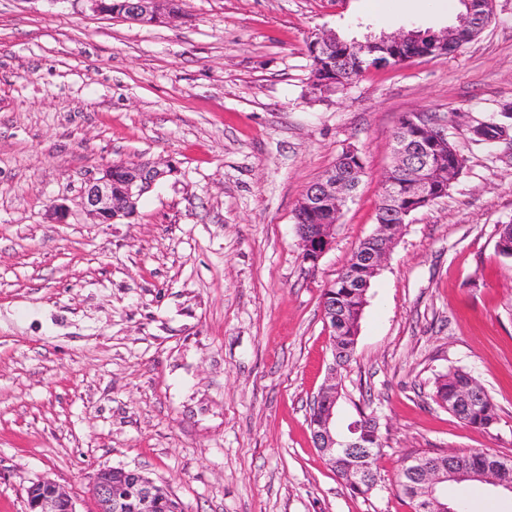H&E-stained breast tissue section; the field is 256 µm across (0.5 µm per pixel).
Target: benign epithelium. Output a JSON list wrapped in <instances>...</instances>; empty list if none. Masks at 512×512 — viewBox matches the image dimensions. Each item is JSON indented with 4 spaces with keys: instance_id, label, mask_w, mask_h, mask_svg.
Listing matches in <instances>:
<instances>
[{
    "instance_id": "obj_1",
    "label": "benign epithelium",
    "mask_w": 512,
    "mask_h": 512,
    "mask_svg": "<svg viewBox=\"0 0 512 512\" xmlns=\"http://www.w3.org/2000/svg\"><path fill=\"white\" fill-rule=\"evenodd\" d=\"M125 18L137 23H161L172 19L174 15L163 14L158 9V0H137L131 6V11ZM412 38V34L400 30L385 33L382 43L372 41H353L347 45V53L364 61H374L376 67H387L388 53L402 50ZM406 121L412 127L422 131L426 138L433 143H440L448 138V134L430 126L419 113L406 116ZM412 148L423 154L424 164L414 175L410 183L388 181L392 188L411 196L427 205L437 199L434 192L448 185L452 177V169L443 165L441 160L426 147L414 142ZM129 176L126 182L127 203H122L112 196V169H107L103 176L88 184L84 191L83 205L85 210L101 224H110L119 215L127 212L133 198L142 195L145 190L158 181L172 176L176 168L172 165L161 167L151 164L140 168L132 163L128 165ZM355 187L345 181L324 178L311 190H305L298 208L311 211L320 208L325 218L320 224H312L298 234L306 262L315 266L331 245L332 229L336 224V216L340 215L344 206L354 197ZM339 399V388L336 387V372L329 373L325 384L316 395L317 403L325 404L326 411L321 419L312 427V439L315 447L326 455L336 454V449L343 448L352 453H361L365 448L353 444L347 435L336 434V405ZM406 465L421 473L417 497L423 500L424 512H453L448 508L444 499V487L448 480L460 478V475L446 468L417 461L410 457ZM127 473L123 469H101L93 479L90 492L96 505V512H128L130 501H135L131 507L138 512H152L153 489L145 483L133 486L126 481ZM482 481L497 487L512 491V473L506 469L493 468L482 475ZM28 512H76L72 497L59 485L51 480L38 481L28 488Z\"/></svg>"
}]
</instances>
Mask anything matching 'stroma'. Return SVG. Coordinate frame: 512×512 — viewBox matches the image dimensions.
<instances>
[{"label":"stroma","instance_id":"obj_1","mask_svg":"<svg viewBox=\"0 0 512 512\" xmlns=\"http://www.w3.org/2000/svg\"><path fill=\"white\" fill-rule=\"evenodd\" d=\"M143 25L85 0H0V512L51 479L77 512L104 468L144 472L184 512H414L410 456L512 458V146L469 129L512 105V0L453 55L308 92L312 34L435 32L455 14L401 0H181ZM432 115L465 157L414 212L372 282L340 421L368 402L387 425L369 496L312 442L332 363L324 289L376 228L392 134ZM355 147L364 172L318 265L293 222L306 188ZM178 167L130 219L99 224L85 186L116 162ZM63 208L64 223L54 219ZM474 368L495 428L434 400Z\"/></svg>","mask_w":512,"mask_h":512}]
</instances>
